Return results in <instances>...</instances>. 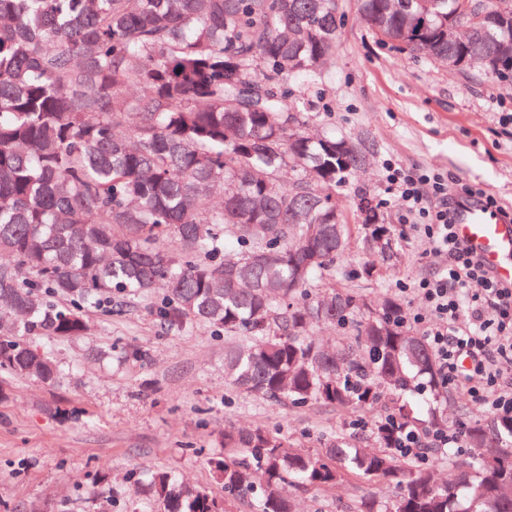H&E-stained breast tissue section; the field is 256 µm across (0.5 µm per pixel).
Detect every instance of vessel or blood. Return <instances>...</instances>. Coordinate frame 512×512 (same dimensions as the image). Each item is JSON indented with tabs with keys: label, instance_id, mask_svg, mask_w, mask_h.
Here are the masks:
<instances>
[{
	"label": "vessel or blood",
	"instance_id": "vessel-or-blood-1",
	"mask_svg": "<svg viewBox=\"0 0 512 512\" xmlns=\"http://www.w3.org/2000/svg\"><path fill=\"white\" fill-rule=\"evenodd\" d=\"M453 222L458 238L495 278L503 284L512 283V212L460 197L455 201Z\"/></svg>",
	"mask_w": 512,
	"mask_h": 512
}]
</instances>
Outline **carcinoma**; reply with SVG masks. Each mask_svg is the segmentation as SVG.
Returning a JSON list of instances; mask_svg holds the SVG:
<instances>
[{"label": "carcinoma", "instance_id": "obj_1", "mask_svg": "<svg viewBox=\"0 0 512 512\" xmlns=\"http://www.w3.org/2000/svg\"><path fill=\"white\" fill-rule=\"evenodd\" d=\"M458 0H359L384 45L512 81V13L476 0L482 25L458 38ZM338 0H0V376L52 381L31 338H76L87 311L149 297L168 323L195 321L243 342L224 351V384L261 399L338 411L379 406L306 450L262 427L224 430L211 466L224 498L152 478L163 512H230L260 490L257 512H293L290 486L382 479L397 492L355 512H512V417L469 419L470 461L448 482L396 451L397 432L427 434L444 412L435 357L394 298L373 305L336 277L350 241H392L365 208L347 224L333 191L363 158L343 139L304 132L288 77L316 76L336 48ZM139 86L146 94L125 97ZM268 224L269 233L246 229ZM237 245L224 252V237ZM350 330L335 355L313 335Z\"/></svg>", "mask_w": 512, "mask_h": 512}]
</instances>
